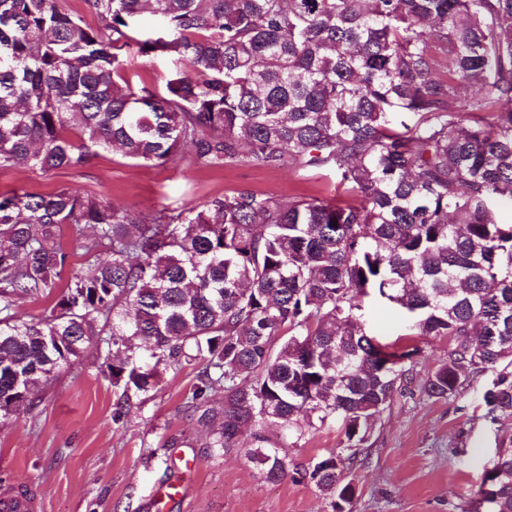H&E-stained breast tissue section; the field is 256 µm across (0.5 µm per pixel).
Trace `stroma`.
Instances as JSON below:
<instances>
[{
  "mask_svg": "<svg viewBox=\"0 0 512 512\" xmlns=\"http://www.w3.org/2000/svg\"><path fill=\"white\" fill-rule=\"evenodd\" d=\"M133 86L163 92L171 57H140L123 49ZM60 189L108 199L141 215L174 214L184 207L240 190L265 193L288 204L310 198L340 199L335 178L295 166L267 168L241 161L203 166L192 148L159 165L104 151L84 167L43 171L25 164L0 168V192ZM367 329L383 344L417 347L414 380L374 425L365 458L345 478L355 488L352 512H491L474 492L483 464L512 440V418L491 420L483 400L493 373L466 383L447 400L427 398L422 386L448 358L451 339L409 336L389 306L368 304ZM198 364L157 366V385L135 399L123 423L112 420L116 396L102 369L97 344H89L52 384L34 392L15 421L0 423V496L29 498L28 512H156L155 492L165 481L185 490L171 512H331L313 484L264 480L259 465L240 451L219 457L205 446L198 415L187 406ZM336 425L310 431L281 450L290 465L340 453Z\"/></svg>",
  "mask_w": 512,
  "mask_h": 512,
  "instance_id": "obj_1",
  "label": "stroma"
}]
</instances>
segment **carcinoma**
I'll use <instances>...</instances> for the list:
<instances>
[{
  "instance_id": "1",
  "label": "carcinoma",
  "mask_w": 512,
  "mask_h": 512,
  "mask_svg": "<svg viewBox=\"0 0 512 512\" xmlns=\"http://www.w3.org/2000/svg\"><path fill=\"white\" fill-rule=\"evenodd\" d=\"M84 2L95 27L58 0H0V168L82 166L111 148L166 164L190 143L201 165L329 171L351 200L285 206L243 190L136 216L69 190L0 193L1 421L103 320L114 423L155 386L149 360L201 361V427L224 392L206 447L231 452L247 428L266 480H306L343 512L344 471L418 353L373 343L365 297L398 307L410 336L454 341L427 397L491 371L489 413L512 418V223L498 219L512 208V0ZM145 11L159 35L129 36ZM131 46L173 58L164 94L125 76L118 51ZM64 224L95 229L83 245L95 260L48 315L21 320L15 297L58 288ZM335 423L347 454L291 470L266 434ZM476 497L512 512V442Z\"/></svg>"
}]
</instances>
